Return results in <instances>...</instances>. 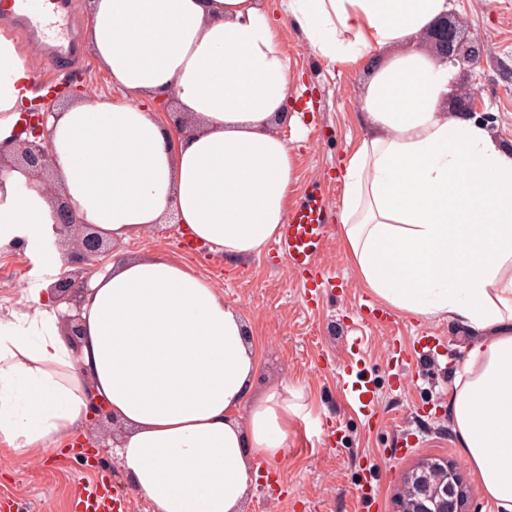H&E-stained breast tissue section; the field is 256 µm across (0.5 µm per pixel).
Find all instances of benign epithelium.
Listing matches in <instances>:
<instances>
[{
    "label": "benign epithelium",
    "instance_id": "7a95c632",
    "mask_svg": "<svg viewBox=\"0 0 512 512\" xmlns=\"http://www.w3.org/2000/svg\"><path fill=\"white\" fill-rule=\"evenodd\" d=\"M431 43L442 63L452 62L459 57L461 32L444 18L432 27ZM23 117L25 130L32 138L20 143L10 154L0 149V168L8 162L21 165L50 186L52 167L49 142L44 137V113L34 108L23 113ZM53 226L58 238L70 242L68 263L77 266V269L62 274L52 283L51 288L58 298L70 305V309L78 310L86 286L83 271L78 265L92 257L112 253V244L81 224L76 209L68 200L59 196L56 197L53 210ZM433 470L436 473L433 479L426 477L422 468L407 475L398 512H463L467 494L456 469L445 462L434 464Z\"/></svg>",
    "mask_w": 512,
    "mask_h": 512
}]
</instances>
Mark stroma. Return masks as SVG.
<instances>
[{
    "label": "stroma",
    "mask_w": 512,
    "mask_h": 512,
    "mask_svg": "<svg viewBox=\"0 0 512 512\" xmlns=\"http://www.w3.org/2000/svg\"><path fill=\"white\" fill-rule=\"evenodd\" d=\"M276 22L290 57L291 87L302 96L293 107L299 123L279 126L294 155L297 180L289 202L298 205L324 193L340 199L341 165L367 130L357 121L367 71L332 66L305 41L299 25L286 16L281 0H258ZM449 20L477 42V64L452 63V79L440 109L483 125L512 147V0H450ZM90 83L108 95L112 84L94 58L84 66L52 68L39 77L42 90L67 83ZM124 251L164 253L190 265L237 306L256 344V395L287 382L302 393L303 409L291 425L292 451L274 473L257 472L243 512H397L396 500L409 472L431 461L452 463L469 491L464 512H497L486 498L457 443L443 408L456 373L481 337L445 318L395 315L380 322L368 315L369 290L353 267L339 229H332L321 266L329 278L319 301L286 262L271 249L242 261L191 247L176 225L128 241ZM39 254L18 248L0 254V318L30 312L29 288L57 279ZM372 390L377 419L367 422L354 389ZM340 429V442L321 436L324 420ZM408 434L414 444L401 459L391 456L395 441ZM110 476L125 487L118 459H94L62 446L54 455L0 460V496L20 502L24 512H70L71 495L83 481ZM374 483L378 507L361 502V483Z\"/></svg>",
    "instance_id": "35a3bbf8"
}]
</instances>
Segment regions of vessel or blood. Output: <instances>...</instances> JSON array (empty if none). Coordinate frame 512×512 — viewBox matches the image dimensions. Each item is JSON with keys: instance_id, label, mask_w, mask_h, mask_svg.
I'll return each mask as SVG.
<instances>
[{"instance_id": "b4317fda", "label": "vessel or blood", "mask_w": 512, "mask_h": 512, "mask_svg": "<svg viewBox=\"0 0 512 512\" xmlns=\"http://www.w3.org/2000/svg\"><path fill=\"white\" fill-rule=\"evenodd\" d=\"M5 19L17 22L23 32L40 39L53 63L73 61L78 37L73 22L72 0H10ZM334 201L326 195L311 197L293 207L282 224L273 247L291 270L323 277L320 265L330 228ZM118 495L111 483L99 479L79 484L72 512H114Z\"/></svg>"}]
</instances>
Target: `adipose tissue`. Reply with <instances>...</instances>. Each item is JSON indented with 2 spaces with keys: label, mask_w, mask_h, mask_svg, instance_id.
Listing matches in <instances>:
<instances>
[{
  "label": "adipose tissue",
  "mask_w": 512,
  "mask_h": 512,
  "mask_svg": "<svg viewBox=\"0 0 512 512\" xmlns=\"http://www.w3.org/2000/svg\"><path fill=\"white\" fill-rule=\"evenodd\" d=\"M315 53L370 72L344 159L340 230L360 280L407 317L476 331L448 390L453 429L482 491L512 512V149L438 107L451 73L407 43L448 0H282ZM85 39L112 96L52 111L51 165L83 223L126 242L176 219L232 260L259 254L285 223L297 179L275 127L288 117L289 63L257 0H88ZM399 53L384 65L376 50ZM36 49L0 32V143L43 92ZM172 101L175 134L155 103ZM54 199L33 173L0 172V250L61 266ZM33 315L0 324V452L53 453L104 403L122 473L150 512H241L253 467L288 458L299 391L253 399L257 353L222 290L165 254L116 253L87 282L83 335L47 284Z\"/></svg>",
  "instance_id": "adipose-tissue-1"
}]
</instances>
